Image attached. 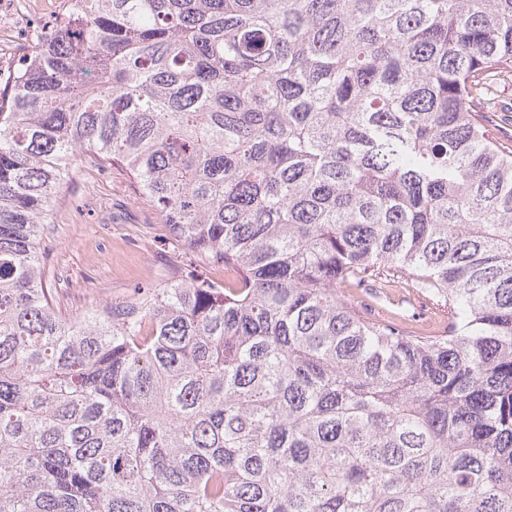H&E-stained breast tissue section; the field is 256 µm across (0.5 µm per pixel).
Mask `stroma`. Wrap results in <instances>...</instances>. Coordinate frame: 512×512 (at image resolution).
<instances>
[{
    "label": "stroma",
    "mask_w": 512,
    "mask_h": 512,
    "mask_svg": "<svg viewBox=\"0 0 512 512\" xmlns=\"http://www.w3.org/2000/svg\"><path fill=\"white\" fill-rule=\"evenodd\" d=\"M68 0H0V89L31 53L37 27L62 19ZM46 278L67 314L127 298L138 283L189 281L202 274L224 278V269L176 245L167 225L137 199L133 180L118 167L79 164L53 204L42 235ZM382 305L418 329H436L448 313L430 301L390 288Z\"/></svg>",
    "instance_id": "stroma-1"
}]
</instances>
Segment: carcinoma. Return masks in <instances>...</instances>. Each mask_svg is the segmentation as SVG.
Here are the masks:
<instances>
[{
  "mask_svg": "<svg viewBox=\"0 0 512 512\" xmlns=\"http://www.w3.org/2000/svg\"><path fill=\"white\" fill-rule=\"evenodd\" d=\"M511 82L512 0H69L0 92V512H512ZM81 157L224 282L61 313ZM494 124V133L504 148L512 151V112H484ZM387 298L381 301L389 313L404 315L409 323L418 329L434 330L441 322H448V310L437 308L430 301L417 296L408 295L402 288H388Z\"/></svg>",
  "mask_w": 512,
  "mask_h": 512,
  "instance_id": "cac0c4a2",
  "label": "carcinoma"
}]
</instances>
